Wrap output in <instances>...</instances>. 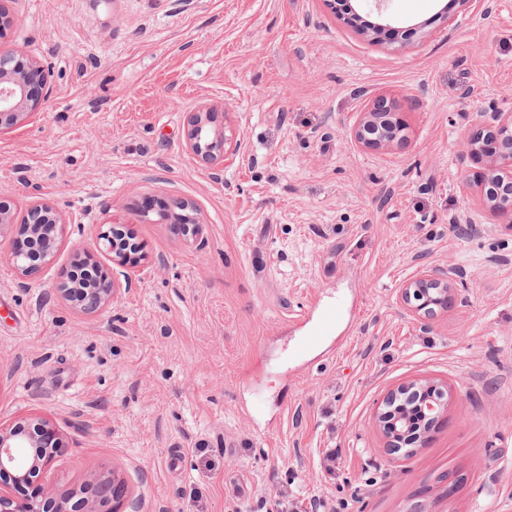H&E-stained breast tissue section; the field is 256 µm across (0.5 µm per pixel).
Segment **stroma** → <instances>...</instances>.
<instances>
[{"mask_svg": "<svg viewBox=\"0 0 512 512\" xmlns=\"http://www.w3.org/2000/svg\"><path fill=\"white\" fill-rule=\"evenodd\" d=\"M5 5L0 46L49 92L0 133V201L19 223L52 204L65 233L29 278L0 248V421L60 429L58 490L112 472L142 512H512V228L464 185L461 145L512 112V0H350L386 24L375 42L326 0ZM378 96L406 127L370 151L348 132ZM205 107L241 141L216 167L184 145ZM179 200L200 236L160 220ZM107 224L146 258L99 255L120 289L84 313L55 288ZM427 265L458 279L424 330L401 293ZM337 299L336 335L296 354ZM420 380L448 409L386 454L377 407Z\"/></svg>", "mask_w": 512, "mask_h": 512, "instance_id": "1", "label": "stroma"}]
</instances>
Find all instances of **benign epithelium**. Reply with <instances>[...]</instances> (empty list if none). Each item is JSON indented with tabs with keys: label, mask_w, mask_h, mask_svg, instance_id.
Segmentation results:
<instances>
[{
	"label": "benign epithelium",
	"mask_w": 512,
	"mask_h": 512,
	"mask_svg": "<svg viewBox=\"0 0 512 512\" xmlns=\"http://www.w3.org/2000/svg\"><path fill=\"white\" fill-rule=\"evenodd\" d=\"M19 56L14 50H0V131L26 120L41 108L48 95V73L42 62L28 55L27 67L23 68L16 62ZM208 124V110L188 113L185 147L204 164L217 166L239 150L240 142L223 130L211 131ZM403 127L401 113L391 111L387 101L378 99L362 113L350 130V137L364 149L380 150L390 147ZM494 130L501 138L499 143L484 144L480 134L466 138L464 155L480 168L464 175L465 184L478 188L483 206L512 216L511 194L491 199L484 193L490 180L512 186V112L496 113ZM167 221L183 225L185 233L195 237L201 232L194 207L188 201L176 202ZM12 228L10 209L0 206V246L8 245L10 259L21 276H31L55 258L64 222L53 206L32 203L21 234L13 235ZM128 242L110 226L99 233L97 250L110 255L114 262L135 268L142 251L131 254L127 251ZM454 288L448 269L427 267L420 278L404 286L401 298L407 312L425 328L436 309H448ZM116 291L117 285L108 275L82 284L67 280L56 288L59 296L86 312L111 303ZM447 407V390L431 381L415 382L389 392L377 410L387 450L399 454L406 452L408 446L423 447L426 435L406 437L414 419L419 416L432 428ZM63 447L60 430L45 418L29 417L7 426L0 424V477L6 478L0 486V512H139V498L109 472L99 474L93 484L80 492L58 493L44 483L43 478Z\"/></svg>",
	"instance_id": "1"
}]
</instances>
